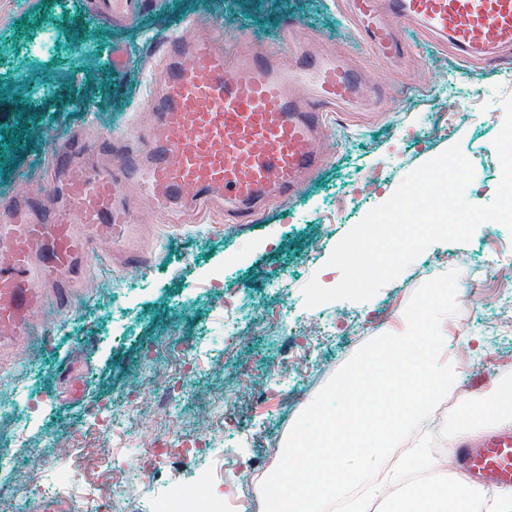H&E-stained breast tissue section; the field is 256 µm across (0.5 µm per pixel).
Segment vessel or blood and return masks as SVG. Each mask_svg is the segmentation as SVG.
Masks as SVG:
<instances>
[{"mask_svg":"<svg viewBox=\"0 0 512 512\" xmlns=\"http://www.w3.org/2000/svg\"><path fill=\"white\" fill-rule=\"evenodd\" d=\"M370 49L398 54V30L419 29L448 42L467 62L494 59L512 46V0H348ZM147 0H96L105 18H130ZM159 93L138 139L112 138L113 161L91 167L70 149L57 156L54 188L62 208L36 213L27 197L0 225V344L28 337L44 304L39 283H54L67 307L63 276L89 254L98 234L121 241L132 222L122 192L135 186L151 202L173 207L207 200L241 217L263 199L293 193L321 161L325 109L365 93L362 75L335 54L285 61L242 53L221 39L169 38ZM455 465L478 485H512V432L478 443L461 440Z\"/></svg>","mask_w":512,"mask_h":512,"instance_id":"b4317fda","label":"vessel or blood"}]
</instances>
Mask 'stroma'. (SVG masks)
<instances>
[{
  "label": "stroma",
  "instance_id": "stroma-1",
  "mask_svg": "<svg viewBox=\"0 0 512 512\" xmlns=\"http://www.w3.org/2000/svg\"><path fill=\"white\" fill-rule=\"evenodd\" d=\"M91 2L0 0V201L32 192L46 206L59 205L50 189L59 147L70 145L99 165L105 158L97 140L146 123L145 98L172 35H219L227 46L283 59L296 44L334 52L382 91L329 110L320 167L251 219L155 208L127 195L129 246L139 266H127L124 246L98 244L69 313L59 315L48 301L28 346L0 356V403L15 407L0 417V448L16 462L0 467V512H74L82 479L66 498L49 488L58 471L76 470L81 454L98 447L86 425L98 401L140 402L126 421L127 512H148L154 498L174 489L190 497L217 483L212 470L180 458L167 475L152 472L140 451L165 433L188 442L207 435L211 457L233 458L244 471L266 468L331 377L365 343L402 328L412 294L447 273L452 257L488 275L482 288L457 296L448 360L471 364L485 393L512 380V371L496 368L512 358V295L499 288L500 280H512V232L499 222L481 223L464 243L431 244L370 300L309 308L302 294L313 278L337 285L341 273L328 264L337 243L409 173L452 145L473 167L467 202L494 199L502 177L494 140L503 99L512 96V51L465 63L447 44L405 28L403 59L384 62L359 40L345 0H152L130 25L98 18ZM113 51L124 53L123 68L108 67ZM475 98L485 110L467 108ZM493 250L503 258L489 270L485 258ZM228 299L242 328L229 354ZM185 343L204 363L180 376L160 355ZM77 360L86 390L72 401L65 376ZM283 362L285 378L270 379V368ZM38 446L56 460L41 474L42 494L32 493L27 479Z\"/></svg>",
  "mask_w": 512,
  "mask_h": 512
}]
</instances>
